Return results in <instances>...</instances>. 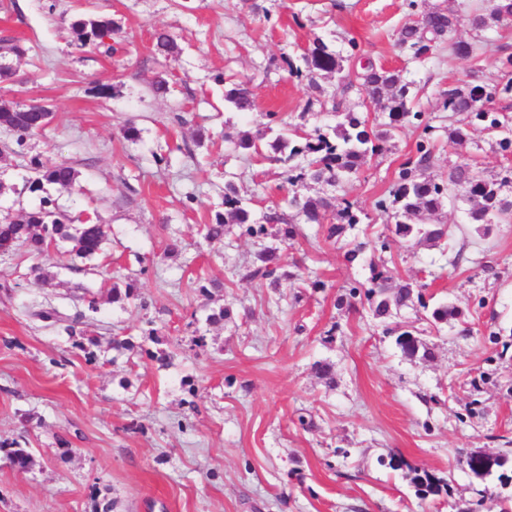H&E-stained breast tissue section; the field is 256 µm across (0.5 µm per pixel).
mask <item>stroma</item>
<instances>
[{"mask_svg": "<svg viewBox=\"0 0 512 512\" xmlns=\"http://www.w3.org/2000/svg\"><path fill=\"white\" fill-rule=\"evenodd\" d=\"M490 0H0V37L18 39L12 78L0 103L48 105L54 118L23 147L1 132L0 210L38 209L24 191L29 162L71 165L72 191L60 208L108 227L91 270L49 251L0 256V512H460L476 501L467 455L512 451V222L470 224L469 203L444 210L450 233L438 248L392 236L389 201L401 164L417 142L430 150V174L472 164L492 175L512 168L496 135L443 108L448 88L497 87L496 111L512 127V23L473 29V8ZM453 14L450 40L422 57L400 43L401 29L430 9ZM112 17L124 49L107 56L80 46L71 28L83 13ZM175 36L180 54L154 52L153 34ZM332 44L359 69L372 61L399 72L421 121L394 131L386 150L367 157L336 190L310 185L312 197L354 203L359 224L325 239L305 224L285 246L291 279L274 286L244 279L257 239L230 232L203 239L234 179L255 219L279 203L280 166L239 154L225 132L263 127L265 115L311 130L335 124L328 101L338 80L291 76L314 38ZM473 44L462 57L449 41ZM171 95L150 85L159 70ZM249 81L250 117L224 109V84ZM108 85L98 94V85ZM138 140L121 135L126 122ZM467 126L469 140L453 132ZM168 155V164L156 163ZM357 258H350L352 249ZM385 260L394 283L417 282L460 315L427 331L420 308L391 320L422 329L433 355L406 358L384 335L365 298L339 303ZM134 280L137 300L115 303L113 283ZM217 280L220 291L203 293ZM97 312H89L88 300ZM84 315L85 335L100 339L99 366L86 363L65 323L30 317L33 306ZM226 306L229 322L210 326L206 309ZM154 325L173 353L161 368L137 352L116 353L115 336L140 342ZM204 336L203 345L192 339ZM331 367L321 376L319 365ZM33 449L28 471L4 452ZM400 462L391 469L389 459ZM430 473L445 492L420 497L410 478Z\"/></svg>", "mask_w": 512, "mask_h": 512, "instance_id": "stroma-1", "label": "stroma"}]
</instances>
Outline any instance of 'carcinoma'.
Listing matches in <instances>:
<instances>
[{"mask_svg": "<svg viewBox=\"0 0 512 512\" xmlns=\"http://www.w3.org/2000/svg\"><path fill=\"white\" fill-rule=\"evenodd\" d=\"M512 20V0H493L485 13H476L471 22L478 29L486 28L504 21ZM456 18L439 9L429 10L423 15L422 22L405 26L400 33L401 43L414 49V55L424 56L433 43L451 34ZM81 44H92L105 48L112 53L115 48L106 43L119 30V26L109 16L84 15L72 23ZM155 51L166 58L180 53L174 37L160 31L155 34ZM303 66H289V74L305 76L311 83L323 73H341L344 70V58L336 53L321 38L301 56ZM368 96L375 100H386L388 122L384 129L373 130L368 127L357 113L339 110L338 104L332 109L343 115V121L326 127H317L305 132L297 127L290 128L275 112L265 113L267 122L263 129L252 135L244 132L238 135L235 148L244 154H256L288 172V182L295 189L287 193L284 203L295 212V217L305 224H318L332 239L344 230V226L360 223L359 211L346 201L336 210L324 198H312L305 195L297 186L309 182L325 183L336 186L349 181L359 171L367 156L382 153L390 130L402 125L411 116L408 102L411 86L396 71L377 68L370 64L356 74ZM454 96L444 99V108L450 112H466L470 117L484 124V129L502 135L499 145L507 150L512 148V130L506 128L500 114L491 107V101L497 89L488 86H473L464 93L453 89ZM224 108L230 112L248 113L255 110L253 93L247 82H231L224 88ZM51 115L44 106L37 102L28 104H0V128H8L18 139L30 136L49 124ZM417 158L409 159L401 165L397 183L392 191L393 224L390 232L399 238L414 239L416 243L437 246L448 237V225L442 222V211L450 191L458 189L472 203L469 218L473 224H489L491 220H507L512 217V203L500 198L501 187L508 182L507 176L499 179L487 178L475 168L464 163L451 169L448 181L438 182L427 173L430 149L424 142L416 145ZM298 157L305 164L294 163ZM31 176L28 177L23 190L41 193V205L38 209L20 216L10 213L0 214V253L9 254L20 249L30 256L40 257L48 252L51 245H63L71 259L91 260L100 255L108 240V229L103 224L74 219L59 209L52 198L50 189L70 190L76 183L75 169L64 163L33 158L30 160ZM224 211H217L211 222L203 225V237L210 242H220L235 226L240 235L252 238H272L286 243L297 235V225L287 222L284 215L272 213L263 217L264 223L256 222L251 210L246 205V198L241 195L235 182L224 183ZM287 260L277 246H265L255 253L246 277L252 280H268L277 284L288 279L291 274L285 270ZM370 275L364 288V296L369 302L374 315L386 318L393 308L400 309L409 303L418 301L426 307L421 293L422 286L405 283L392 284L390 270L385 264L375 262L369 265ZM112 302L138 298L134 283L126 282L119 286L115 282L111 290ZM455 316V308L446 302L438 303L430 313L429 321L433 325L444 324ZM384 333L395 336V343L408 357L415 355L428 359L433 352L426 344L418 346L403 343L398 327L386 326ZM164 340L156 329L143 332L142 341L134 344L128 338L112 337V349L116 352L139 350L159 367L168 366L172 360L169 351L162 348ZM11 466L25 472L33 464V455L26 448H11L6 451ZM512 464V455L500 454L495 461V469L490 471L481 467L470 468L475 478L485 484L494 478H501V473ZM416 492L419 494H438L448 483L431 474L417 475L413 478ZM483 493L490 501L489 509L493 512H512V496L505 498L485 486Z\"/></svg>", "mask_w": 512, "mask_h": 512, "instance_id": "cac0c4a2", "label": "carcinoma"}]
</instances>
